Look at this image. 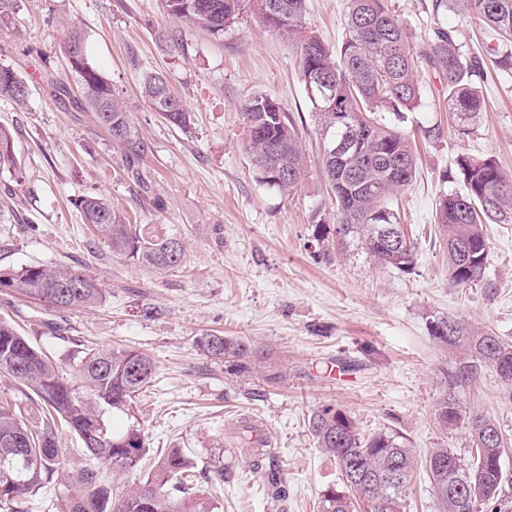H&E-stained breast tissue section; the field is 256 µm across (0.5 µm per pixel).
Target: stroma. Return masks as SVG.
Returning <instances> with one entry per match:
<instances>
[{"label":"stroma","instance_id":"1","mask_svg":"<svg viewBox=\"0 0 512 512\" xmlns=\"http://www.w3.org/2000/svg\"><path fill=\"white\" fill-rule=\"evenodd\" d=\"M348 0H307L306 23L328 45L340 46ZM421 47L435 25L453 27L481 74L485 107L461 131L448 112V89L427 61L418 79L424 105L396 126L415 140L417 173L390 200L416 246L405 273L317 242V226L333 224L331 192L322 174V140L307 98L295 45L255 17L241 18L223 37L168 15L163 0H19L0 27V65L29 86L24 106L0 98L22 181L0 173V270L53 264L97 279L101 305L58 312L0 288V319L72 372L76 344L136 349L156 364L137 418L145 464L171 448H187L199 470L224 465L218 512H319L320 493L339 483L335 460L318 448L307 425L311 411L332 404L347 411L362 435L398 432L417 460L407 512H438L423 467L428 453L447 448L462 463L471 450L463 430L443 433L433 409L445 390L443 372L459 356L429 333L443 317L486 329L512 343V224L486 227L489 257L478 284L457 287L435 224L441 189H456L461 156H494L512 170V76L499 61V36L462 11L439 12L435 0H387ZM84 38L90 62L127 105L149 144L127 172L125 154L83 102L64 44ZM162 72L191 114L189 131L164 121L140 94L145 73ZM290 112L308 163L292 195L263 184L244 151L241 104L256 94ZM438 136L425 138L429 129ZM102 194L113 206L177 233L183 263L159 273L112 253L85 226L74 201ZM56 323L49 331L48 323ZM206 334L240 336L267 350L286 381L230 376L223 362L198 347ZM466 406L495 418L509 441L499 499L512 512V401L493 369L461 389ZM260 425L269 438L266 464L283 475L274 496L238 433ZM61 469L32 498L29 512H60L71 476L94 464L72 433L61 432Z\"/></svg>","mask_w":512,"mask_h":512}]
</instances>
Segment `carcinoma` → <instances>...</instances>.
<instances>
[{
    "mask_svg": "<svg viewBox=\"0 0 512 512\" xmlns=\"http://www.w3.org/2000/svg\"><path fill=\"white\" fill-rule=\"evenodd\" d=\"M168 13L205 27L213 36L249 13L270 31L296 45L307 98L321 127L322 165L331 200L336 249L359 251L377 264L408 272L414 267L415 245L405 235L388 199L406 187L416 174L417 155L409 139L376 117L391 112L399 117L422 105L416 60L405 23L386 7V0H350L346 36L340 49L326 45L304 23L306 0H165ZM460 6L478 21L512 41V0H435V7ZM425 56L448 86V110L462 131L470 130L484 109V97L473 81L474 65L462 51L455 30L434 27ZM72 76L84 103L97 116L112 141L130 159L143 157L148 145L132 125L124 103L111 83L87 59L81 35L73 31L65 44ZM142 93L161 117L185 131L192 118L160 73L145 75ZM28 84L11 68L0 66V98L25 102ZM245 146L259 179L289 196L305 181L307 165L294 121L282 104L256 94L240 107ZM0 170L22 179L11 134L0 128ZM461 189L441 190L435 223L448 258L451 283L467 287L480 282L488 262L484 226L512 223V174L491 157L458 160ZM92 236L112 252L158 271L181 264L184 245L173 250L177 234L151 224H132L124 212L101 195L76 201ZM0 288L47 303L58 311L96 306L105 293L96 279L69 268L30 265L0 271ZM431 337L462 349V358L445 383L463 388L491 367L499 376L504 396L512 399V344L487 330L469 328L449 318L431 322ZM199 344L208 357L224 362L230 376L262 368L267 354L236 336L208 334ZM74 376L67 379L56 364L15 326L0 320V374L43 402L41 419L30 424L9 403H0V512H29V498L58 472V436L74 433L88 456L112 465V476H133L140 468L145 446L136 426L116 430L103 419L102 408L135 416L137 401L155 373L147 355L127 349L75 347ZM434 416L444 432L466 430L472 462L464 466L446 448L434 449L426 468L441 512H482L494 502L503 482L501 467L505 439L490 416L465 407L454 393H443ZM309 431L318 447L336 461L342 485L323 491L321 512H406V487L413 457L403 437L380 431L369 438L358 432L353 418L333 405L314 410ZM240 439L259 458L266 456L268 439L252 424ZM204 481L224 484V466L202 474L182 448H171L132 487L118 495L100 480L96 470L76 472L77 491L65 512H214L212 501L197 493Z\"/></svg>",
    "mask_w": 512,
    "mask_h": 512,
    "instance_id": "cac0c4a2",
    "label": "carcinoma"
}]
</instances>
